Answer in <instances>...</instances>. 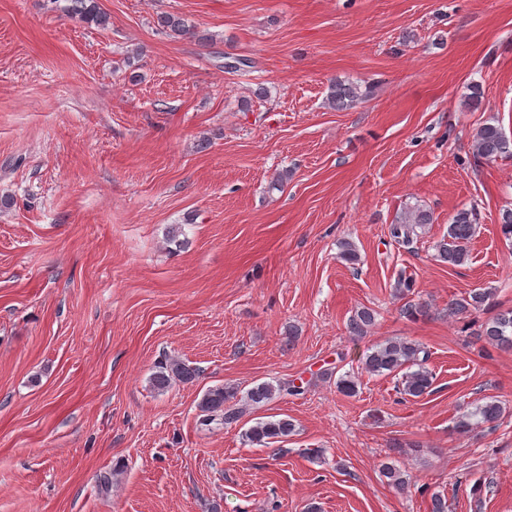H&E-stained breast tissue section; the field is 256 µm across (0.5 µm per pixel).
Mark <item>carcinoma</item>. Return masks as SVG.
<instances>
[{
    "label": "carcinoma",
    "instance_id": "obj_1",
    "mask_svg": "<svg viewBox=\"0 0 512 512\" xmlns=\"http://www.w3.org/2000/svg\"><path fill=\"white\" fill-rule=\"evenodd\" d=\"M63 10L79 21L105 29L109 25V16L101 10L98 0H65ZM157 23L165 32L177 36H192L208 41L210 37L196 31L188 20L173 14L163 13ZM370 91H361L360 86L342 81L336 82L330 91L328 103L337 109L353 107L367 98ZM474 155L486 161L496 160L506 154H512L509 141L500 126L492 123L482 125L473 137ZM433 223V215L419 206L410 207L397 217L389 227L390 238L402 245H410L418 238V229ZM477 225L476 209H460L448 224V233L436 244L441 261L450 266H461L469 260V244ZM338 258L353 268L360 263L355 245L344 240L340 243ZM492 292L489 290L472 291L462 298L448 301V314L452 316H470L489 306ZM375 311L363 307L351 316L348 332L353 336H364L375 323ZM477 339L485 340L499 347L512 349V310L501 312L480 325ZM428 352L420 343L403 338L389 340L375 346L364 360L366 371L376 375L397 377L401 394L420 398L431 392L434 377L425 367ZM199 375L198 369L176 358H166L159 362L152 375V385L157 390H165L174 382L192 383ZM282 386H273L268 382L250 388L244 396H239L238 388L231 385H218L208 389L198 402L201 412L199 424L208 427L215 421L232 425L240 421L249 407L265 404L273 400ZM504 408L501 402L490 399L478 405L475 411L461 417L456 423L460 433L471 431L478 425L491 428L502 419ZM295 431V424L288 418L262 420L249 427L245 432L246 440L253 445H266L275 439L286 438ZM381 473L387 483L397 490L408 488V478L404 470L393 462L381 465Z\"/></svg>",
    "mask_w": 512,
    "mask_h": 512
}]
</instances>
